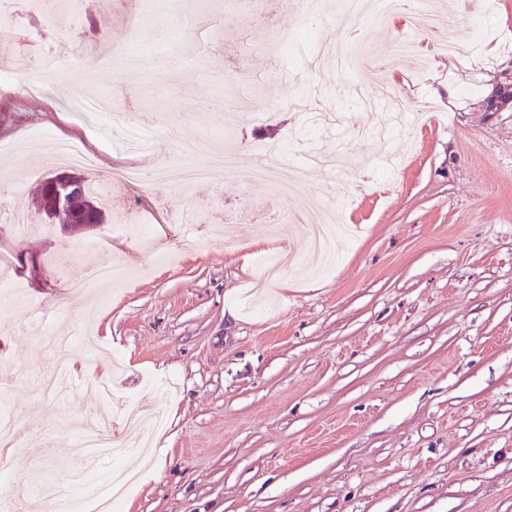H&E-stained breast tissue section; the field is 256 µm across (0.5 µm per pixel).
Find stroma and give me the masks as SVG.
I'll use <instances>...</instances> for the list:
<instances>
[{
  "label": "stroma",
  "mask_w": 512,
  "mask_h": 512,
  "mask_svg": "<svg viewBox=\"0 0 512 512\" xmlns=\"http://www.w3.org/2000/svg\"><path fill=\"white\" fill-rule=\"evenodd\" d=\"M89 0L69 41L85 62L59 74L32 68L0 85V173L23 175L33 135L48 132L95 148L99 177L149 158L119 149L113 122L75 120L78 91L123 96L126 108L156 127L173 163L192 160L199 95L232 100L231 135L244 162L263 146L331 153L341 131L355 138L348 176L311 169L300 189L224 171L215 140V180L187 190L116 188L104 228L75 234L30 230L40 220L35 183L0 187V203L21 225L0 222V290L16 284L26 302L0 300V407L42 437H25L0 489L28 495L66 477L80 450L79 425L99 409L162 411L145 447L119 435L135 489L117 512H512V0H471L453 13L447 0L423 12L416 35L424 71L394 58L390 71L406 106L403 138L379 132L389 112L368 116L347 91L374 90V64L407 32L403 21L370 20L358 44L373 61L354 70L313 73L298 55L277 54V28L309 41L345 36L334 0L327 21L309 26L293 0H220L226 22L213 50L193 56L198 32L176 23L157 40L164 4L140 15L131 0ZM177 56V71L111 68L114 52ZM270 86L278 118L257 124L254 87ZM238 217L223 231L215 207ZM333 207L356 225L338 239L333 269L308 245V228L270 234L275 215ZM193 214L196 229L178 221ZM296 253L293 274L265 275L264 254L278 244ZM131 269L125 283L88 295L49 270L31 277V260L64 254L85 264L87 246ZM71 332L72 373L60 397L27 380L55 358L26 337L41 307ZM102 377L110 397L86 387Z\"/></svg>",
  "instance_id": "obj_1"
}]
</instances>
